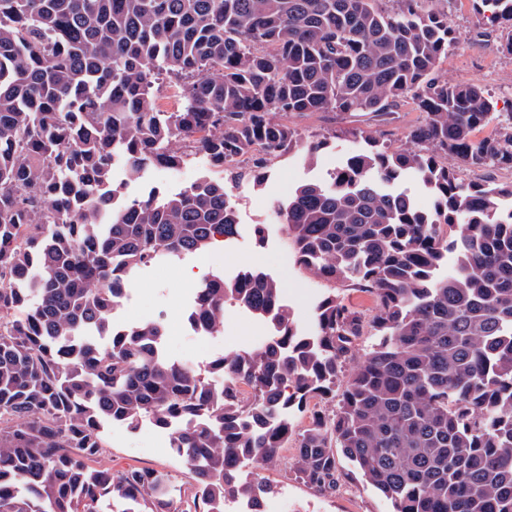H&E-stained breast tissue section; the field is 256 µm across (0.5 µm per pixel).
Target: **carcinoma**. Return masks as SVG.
I'll list each match as a JSON object with an SVG mask.
<instances>
[{
	"mask_svg": "<svg viewBox=\"0 0 512 512\" xmlns=\"http://www.w3.org/2000/svg\"><path fill=\"white\" fill-rule=\"evenodd\" d=\"M378 2L0 0V512H224L271 493L237 462L261 469L290 441L294 478L318 493L342 486L340 453L393 512H512V184H463L444 163L512 168V133L478 136L494 101L436 76L448 16ZM474 4L512 30V0ZM401 100L424 114L406 147L347 128L364 147L277 205L300 263L369 293L371 317L328 295L307 337L278 280L250 269L203 279L188 322L209 335L232 302L274 343L195 367L163 357L156 323L112 327L136 269L239 234L224 182L133 197L116 166L176 170L187 143L253 162L259 185L263 160L330 147L276 115L387 122ZM367 328L378 342L338 394ZM312 399L332 409L297 432L281 413ZM145 417L181 421L189 498L163 472L104 463L103 423Z\"/></svg>",
	"mask_w": 512,
	"mask_h": 512,
	"instance_id": "carcinoma-1",
	"label": "carcinoma"
}]
</instances>
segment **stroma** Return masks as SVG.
Returning a JSON list of instances; mask_svg holds the SVG:
<instances>
[{"mask_svg": "<svg viewBox=\"0 0 512 512\" xmlns=\"http://www.w3.org/2000/svg\"><path fill=\"white\" fill-rule=\"evenodd\" d=\"M430 12L447 14L456 34V44L437 70L439 78L480 87L497 104L493 121L485 134L503 133L512 115V55L502 45L512 31L491 26L483 20L472 0H425ZM288 125L306 137H313L358 126L370 128L368 117L343 116L332 112H301L285 115ZM354 139L337 141L331 148L306 158L296 152L272 158L262 187H254L248 177L233 176L231 171L212 165L203 155L189 156L179 170L153 167L130 183L128 190L139 193L149 189L173 191L194 182L200 175L223 180L229 199L235 206L240 233L234 239L210 249L164 259L138 270L126 283L125 295L113 314L116 324L135 326L154 322L163 329L161 349L172 361L202 366L218 356L260 347L269 329L266 323L238 306H224V320L217 331L207 336L193 335L187 320L193 304L196 284L207 274L220 270L232 277L247 269H259L276 278L285 304L302 331H310L316 304L334 293L345 303L364 313H372L374 303L368 293L343 282L324 279L299 264L290 246L276 207L286 201L300 183L323 177L340 159L360 150ZM264 230V241L253 235L255 227ZM105 461L113 468H153L168 473L182 487H190L193 475L174 455L168 430L153 422L142 421L131 430L121 424L105 428ZM295 450L282 449L276 463L254 469L245 465V475H260L276 492L265 501L264 512H392L390 502L365 482L347 459L339 467L346 474L345 484L333 493L318 494L297 481L290 473Z\"/></svg>", "mask_w": 512, "mask_h": 512, "instance_id": "stroma-1", "label": "stroma"}]
</instances>
